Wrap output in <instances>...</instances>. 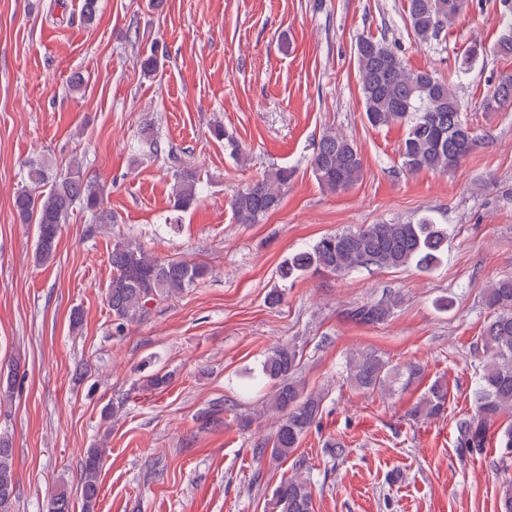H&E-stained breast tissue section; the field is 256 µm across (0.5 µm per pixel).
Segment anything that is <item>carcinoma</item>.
<instances>
[{
    "mask_svg": "<svg viewBox=\"0 0 512 512\" xmlns=\"http://www.w3.org/2000/svg\"><path fill=\"white\" fill-rule=\"evenodd\" d=\"M505 17L496 50L512 54V0H500ZM465 0H407L410 26L418 39L426 41L453 24ZM356 62L364 112L375 128L402 125L405 137L400 145L403 166L410 172L447 171L456 168L474 150L477 138L463 118L462 105L449 82L429 70H412L384 40L361 38ZM512 105V75L501 77L484 100L486 112ZM213 135L236 158L242 155L238 141L224 126ZM316 180L330 191H342L359 181L363 162L358 147L334 131L321 136L310 162ZM293 171L280 167L238 190L231 200L236 223L257 224L276 210L282 191ZM29 187L18 193L14 207L19 218L35 226L36 259H53L63 224L76 204L83 205L94 221L104 219V186L86 180L80 172L54 170L44 160L26 163ZM200 172L186 164L178 166L172 185L174 207L189 208L197 198ZM448 247V229L429 216L416 220L368 224L321 237L310 247L295 253L280 269L284 280L310 271L349 273L374 272L415 264L429 270ZM112 267L106 297L114 329L140 320L149 303L169 297L205 280L208 268L200 263L161 259L125 239L112 245ZM486 302L495 316L485 325L482 347L489 360L483 366L474 392L476 411L457 422V449L462 457L485 454L487 431L505 410L512 409V277L501 279L488 289ZM390 300L349 309L347 316L360 324L378 325L391 314ZM299 351L295 345L275 346L265 357L262 371L275 382L270 401L280 420L272 439L254 445L255 457L286 459L294 454L300 439L312 428L322 397L307 393L296 377ZM405 384L420 378L421 368L408 363L394 368L374 353H360L346 363L347 383L358 390L375 391L389 387L394 377ZM448 386L436 380L410 409L413 418H434L444 413ZM105 448H89L80 465L83 512H94L100 489V472ZM14 448L9 437L0 435V512H14L17 480L13 467ZM279 512H311L312 488L304 479L290 477L273 493Z\"/></svg>",
    "mask_w": 512,
    "mask_h": 512,
    "instance_id": "obj_1",
    "label": "carcinoma"
}]
</instances>
